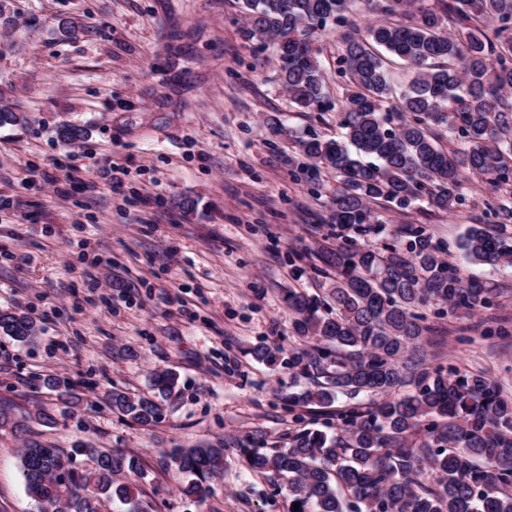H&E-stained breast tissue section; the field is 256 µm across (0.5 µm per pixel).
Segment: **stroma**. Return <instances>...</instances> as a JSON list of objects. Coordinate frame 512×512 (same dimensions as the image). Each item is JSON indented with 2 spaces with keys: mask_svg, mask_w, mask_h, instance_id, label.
Wrapping results in <instances>:
<instances>
[{
  "mask_svg": "<svg viewBox=\"0 0 512 512\" xmlns=\"http://www.w3.org/2000/svg\"><path fill=\"white\" fill-rule=\"evenodd\" d=\"M340 28L314 39L328 107L294 108L277 78L274 45L248 38L242 0H0V97L25 123L0 126V309L27 313L31 343L0 334V405L13 415L58 407L45 376L67 378L89 403L58 415L45 439L93 441L138 456L155 512H290L287 488L252 472L239 450L263 452L325 418L295 420L288 367L256 360L265 343L301 348L288 291L320 288L289 253L335 242L333 171L307 177L304 134L336 135L344 83ZM63 124L88 132L76 146ZM123 169L120 186L102 168ZM94 181L73 186L69 171ZM55 176L56 188L45 175ZM464 206L373 211L393 234L427 225L449 263L497 293L494 311L430 315L445 366L480 370L512 395V267L469 262V227L501 197L465 180ZM178 376L152 427L106 404L120 387L150 394L155 371ZM25 433L0 429V512H37L18 453ZM225 445L224 474L205 500L185 496L175 448Z\"/></svg>",
  "mask_w": 512,
  "mask_h": 512,
  "instance_id": "1",
  "label": "stroma"
}]
</instances>
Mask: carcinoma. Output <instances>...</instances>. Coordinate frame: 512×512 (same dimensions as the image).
Returning a JSON list of instances; mask_svg holds the SVG:
<instances>
[{
	"instance_id": "1",
	"label": "carcinoma",
	"mask_w": 512,
	"mask_h": 512,
	"mask_svg": "<svg viewBox=\"0 0 512 512\" xmlns=\"http://www.w3.org/2000/svg\"><path fill=\"white\" fill-rule=\"evenodd\" d=\"M355 0H243L248 36L277 46L278 76L301 111L323 103L325 74L314 53L316 31L329 19L347 23ZM388 20L364 34L342 35L340 76L347 79L337 113L343 140L311 134L297 142L304 158L336 173L330 223L336 245L315 255L312 270L327 279L324 295L288 289L294 334L308 348L288 353V372L311 386L288 394V411L332 406L327 430L306 429L271 453L241 447L249 469L288 483L297 512H512V397L480 371L446 368L428 350L436 344L422 310L490 308L496 298L463 278L424 224H411L380 247L364 242L383 233L370 208L401 210L420 202L451 212L465 204L466 174L512 186V0H375ZM410 68L396 112L384 53ZM62 141L76 145L84 129L64 124ZM458 140L445 148L441 138ZM466 256L512 266V234L470 227ZM0 331L30 342L38 333L26 313L0 311ZM44 386L73 407L80 398L56 377ZM161 398L176 393L177 375L152 376ZM404 387L392 400L365 402ZM108 403L128 421L150 426L159 403L114 390ZM56 423L48 409L17 419L0 410V427ZM78 456L82 466L75 465ZM170 466L186 478L184 494L205 499L224 471L220 445L178 448ZM20 471L38 512H99L106 498L121 512H148L147 471L120 449L79 441L64 450L29 439Z\"/></svg>"
}]
</instances>
